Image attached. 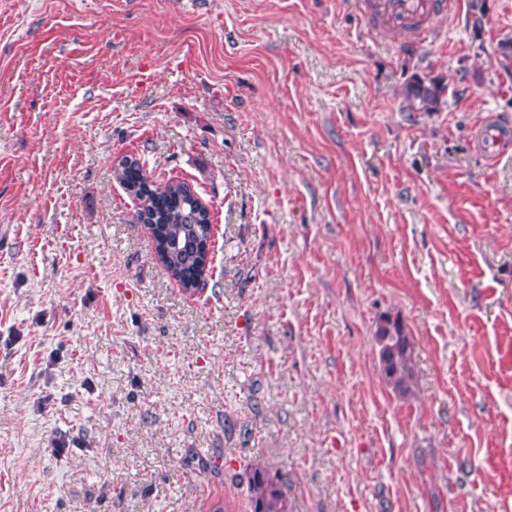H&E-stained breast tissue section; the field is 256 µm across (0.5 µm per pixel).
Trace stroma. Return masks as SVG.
Instances as JSON below:
<instances>
[{"mask_svg": "<svg viewBox=\"0 0 512 512\" xmlns=\"http://www.w3.org/2000/svg\"><path fill=\"white\" fill-rule=\"evenodd\" d=\"M415 78L447 87L407 111ZM512 0H0V512H512ZM217 226L188 294L118 158ZM413 343L409 398L374 342ZM451 0H353L368 28L383 38H403L413 47L429 36L436 23L448 16ZM510 138V127L502 126L491 120L480 127L476 134L475 145L479 152L488 158H496L505 151ZM250 501L253 512H290L279 480L258 464L251 465L249 477Z\"/></svg>", "mask_w": 512, "mask_h": 512, "instance_id": "stroma-1", "label": "stroma"}]
</instances>
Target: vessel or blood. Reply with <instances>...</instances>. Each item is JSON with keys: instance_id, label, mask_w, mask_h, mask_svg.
Instances as JSON below:
<instances>
[{"instance_id": "vessel-or-blood-1", "label": "vessel or blood", "mask_w": 512, "mask_h": 512, "mask_svg": "<svg viewBox=\"0 0 512 512\" xmlns=\"http://www.w3.org/2000/svg\"><path fill=\"white\" fill-rule=\"evenodd\" d=\"M352 4L371 31L384 38L401 36L405 46L412 47L447 17L452 0H352ZM511 138L512 128L490 121L478 130L475 145L486 157L495 158L504 153Z\"/></svg>"}]
</instances>
